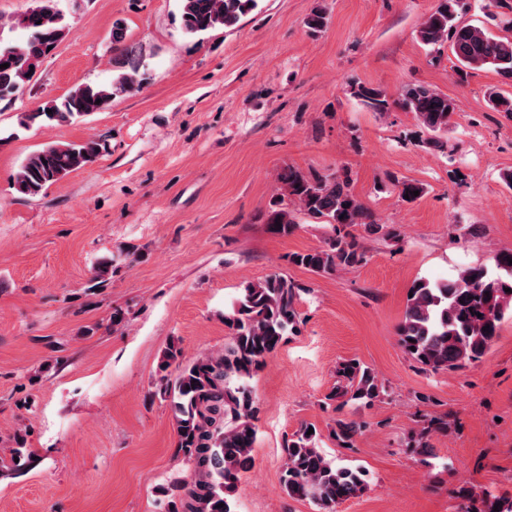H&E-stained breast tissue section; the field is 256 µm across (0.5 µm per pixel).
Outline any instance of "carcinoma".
I'll return each instance as SVG.
<instances>
[{"mask_svg": "<svg viewBox=\"0 0 512 512\" xmlns=\"http://www.w3.org/2000/svg\"><path fill=\"white\" fill-rule=\"evenodd\" d=\"M185 33L201 35L217 27H231L254 10L257 0H181ZM463 0H440L417 30L421 43L448 45L459 70L490 67L512 80V39L501 38L482 27L457 22ZM9 29L25 34L21 42L4 41L0 24V100L22 90L35 76L49 54L48 47L69 32L55 0L38 5L13 18ZM125 28L117 21L112 28L116 53V75L108 84H83L61 100H49L29 112L18 114V127L27 130L36 123L70 122L108 108L112 99L140 86L139 63L124 47ZM354 96L365 106L383 111L388 100L384 90L359 85ZM402 109L415 114L432 137L426 144L440 146L435 135L448 128L456 110L453 99L425 86L405 90ZM51 113H46V110ZM104 146L95 138L79 142L53 143L33 152L20 165L13 188L24 196H37L71 172L88 166L101 156ZM281 193L264 214L268 230L287 236L298 223L294 210L324 220L334 235L322 249L288 255V262L318 275L356 269L367 263L366 251L352 228L364 227L370 235L396 240L398 228L380 224L354 195L348 170L304 173L287 166L279 174ZM400 195L416 199L423 193L417 183L390 177ZM512 248L501 250L494 268L469 266L457 275L440 280L416 281L407 298L403 320L397 326L398 343L422 369L454 371L480 361L498 336L500 325L512 315ZM112 262L96 264L89 289L107 287ZM302 288L281 273L245 285L241 295L224 311L229 340L219 350L204 351L185 359L182 348L172 342L159 366L160 393L170 402L177 436V453L192 461L190 477L175 480L164 512H232L231 498L240 475L253 466L255 421L259 412L249 380L266 363L282 341L300 332L297 300ZM389 396L375 373L357 359H346L336 367V385L325 400L340 410L350 403L370 406ZM368 424L338 416L329 437L340 448H353ZM451 428L448 417L427 421L413 439V447L426 452L434 432ZM302 423L285 440L281 465V488L292 499L312 502L318 512H336V506L362 495L368 487L365 471L336 464L322 453L319 431L308 433ZM467 512H512V499L490 492L481 507Z\"/></svg>", "mask_w": 512, "mask_h": 512, "instance_id": "carcinoma-1", "label": "carcinoma"}]
</instances>
